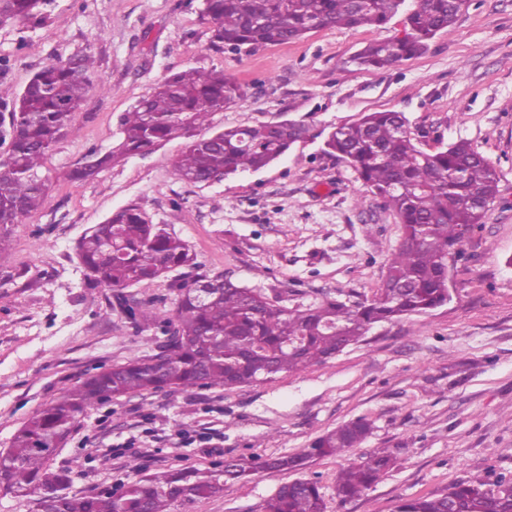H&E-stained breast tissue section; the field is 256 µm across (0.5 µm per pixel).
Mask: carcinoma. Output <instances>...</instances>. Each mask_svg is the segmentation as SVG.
I'll list each match as a JSON object with an SVG mask.
<instances>
[{"label":"carcinoma","mask_w":512,"mask_h":512,"mask_svg":"<svg viewBox=\"0 0 512 512\" xmlns=\"http://www.w3.org/2000/svg\"><path fill=\"white\" fill-rule=\"evenodd\" d=\"M53 0H0V26L40 25L50 18ZM403 0H202L199 16L210 24L209 47L238 51L286 44L321 29L371 27L376 30ZM466 0H415L405 34L376 39L350 57L360 69H387L424 53L429 42L452 27ZM88 53L43 65L11 100L0 96V121H8L10 146L0 156V250L13 226L38 210L51 187L48 158L68 135L71 120L96 85ZM246 87L219 71L191 68L164 77L119 118L107 151L91 149L69 179L89 181L130 157L143 156L176 139L184 151L176 171L183 182L204 185L262 170L305 139L309 127L281 120L252 127H226L201 134L213 114L244 98ZM326 153L345 163L369 192L392 210L402 235L388 261L381 287L370 298H325L287 308L277 297L241 286L222 273L192 277L195 258L186 241L154 224L137 205L112 212L87 228L76 257L94 287L121 291L146 281L169 279L177 306L161 353L134 357L78 382L36 411L0 454L4 489L17 497L37 494L46 483H67L65 470L50 461L68 440L87 409L96 403L142 392L197 387H241L323 363L359 342L380 323L428 313L448 303V266L482 223L497 193L493 163L469 142L420 148L402 112H371L336 127ZM208 282L212 294L200 298L193 285ZM134 323L157 319L153 305L126 309ZM372 423L359 417L316 438L298 453L260 462L231 460L224 469H183L163 479L141 478L121 496L101 493L62 496L52 512H169L177 500L209 498L224 484L258 469L299 472L322 456L361 445ZM397 452L380 448L336 478V496L347 501L378 483L396 464ZM317 481L281 485L266 512H325ZM396 512H512V476L493 482L465 481L440 495L402 500Z\"/></svg>","instance_id":"cac0c4a2"}]
</instances>
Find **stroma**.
<instances>
[{"label": "stroma", "instance_id": "1", "mask_svg": "<svg viewBox=\"0 0 512 512\" xmlns=\"http://www.w3.org/2000/svg\"><path fill=\"white\" fill-rule=\"evenodd\" d=\"M197 0H55L42 25L0 28L9 57L0 89L19 92L54 58L83 52L98 87L47 160L52 186L0 252V451L37 409L81 379L156 353L174 316L167 279L124 289L160 313L135 328L112 291L88 286L75 246L113 211L139 205L187 241L201 275L221 273L285 306L373 296L397 247L395 214L347 164L323 151L333 127L369 112L404 113L424 149L465 140L496 166L498 193L465 255L449 271L452 299L426 314L375 327L325 363L273 380L134 394L91 407L52 468L70 471L68 494L116 493L131 481L228 459L309 447L344 422L373 430L359 447L315 459L326 512H395L400 500L460 481L512 474V0H469L427 51L388 70L348 59L379 37L402 35L414 0L385 28L323 29L258 49L217 51ZM224 72L246 96L215 113L210 131L284 119L309 136L271 166L202 186L182 183V141L120 163L90 182L66 178L90 148L108 150L122 112L170 73ZM23 278H15L19 269ZM379 448L395 468L359 498L341 501L336 477ZM295 473L259 470L221 495L175 502L170 512H264Z\"/></svg>", "mask_w": 512, "mask_h": 512}]
</instances>
